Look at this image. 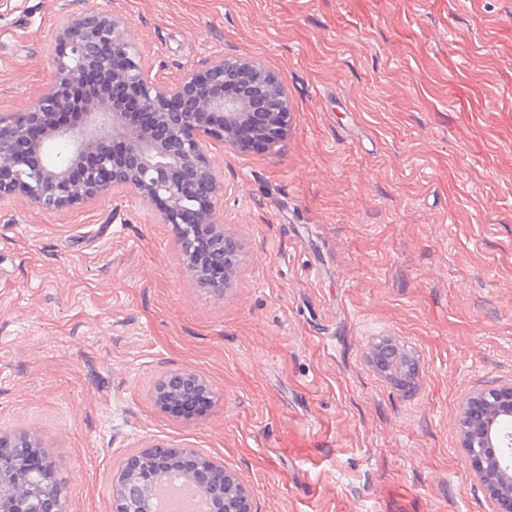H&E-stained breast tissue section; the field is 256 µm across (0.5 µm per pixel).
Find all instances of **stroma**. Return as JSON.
<instances>
[{"mask_svg":"<svg viewBox=\"0 0 512 512\" xmlns=\"http://www.w3.org/2000/svg\"><path fill=\"white\" fill-rule=\"evenodd\" d=\"M84 9L164 83L252 58L294 119L211 147L238 254L219 294L134 196L0 200V428L48 449L65 512H112L146 441L231 464L256 512H491L458 417L512 381V0H0V113ZM385 340L411 388L375 366ZM169 370L204 379V414L158 405Z\"/></svg>","mask_w":512,"mask_h":512,"instance_id":"35a3bbf8","label":"stroma"}]
</instances>
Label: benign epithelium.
<instances>
[{
    "instance_id": "obj_1",
    "label": "benign epithelium",
    "mask_w": 512,
    "mask_h": 512,
    "mask_svg": "<svg viewBox=\"0 0 512 512\" xmlns=\"http://www.w3.org/2000/svg\"><path fill=\"white\" fill-rule=\"evenodd\" d=\"M97 74L111 77L135 111L83 103L91 93L88 76ZM141 114L151 116L152 132L139 131ZM292 114L282 79L235 54L214 56L174 84L157 82L125 23L103 10H86L56 32L53 77L43 93L28 108L0 115V199L22 194L44 210L64 211L110 193L133 194L156 208L162 223L180 225L183 261L207 287V257L197 252V232L226 243L224 225L216 219L223 185L207 145L270 146ZM62 143L66 155L52 157ZM187 209L195 213L192 224L184 223ZM204 387L191 371L165 372L156 400L167 408ZM511 416L512 382L469 396L459 417L465 464L489 493L492 512H512V485L499 486L488 470L492 458L500 471L512 469V427L500 423ZM32 447L26 434L0 428V512H63L50 490L14 478L15 455ZM181 460L220 474L204 488L210 512H254L233 468L181 445L147 443L129 455L124 477H112L113 501L123 503L134 494L139 512H150L141 486L143 465L160 480Z\"/></svg>"
}]
</instances>
